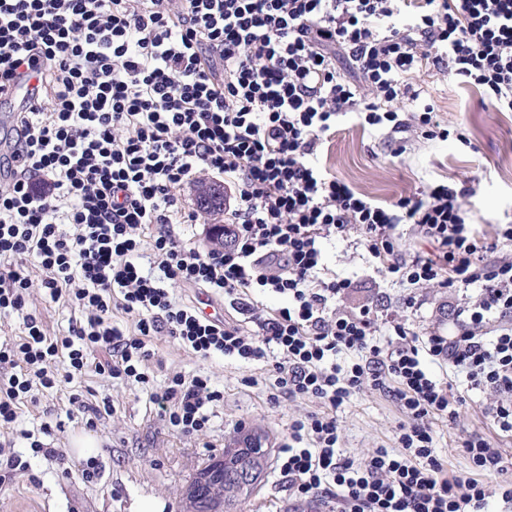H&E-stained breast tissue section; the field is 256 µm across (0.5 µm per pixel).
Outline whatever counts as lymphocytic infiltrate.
<instances>
[{"label": "lymphocytic infiltrate", "instance_id": "1", "mask_svg": "<svg viewBox=\"0 0 512 512\" xmlns=\"http://www.w3.org/2000/svg\"><path fill=\"white\" fill-rule=\"evenodd\" d=\"M404 13L409 22L395 26ZM24 69L39 83L0 159V311L22 313L25 328L0 342L11 368L1 430L36 381L52 388L91 367L147 384V342L167 336L204 359L271 366L277 392L322 405L289 424L275 456L295 499L327 498L337 512H486L494 496L512 512V457L473 432L460 446L497 484L447 476L432 428L456 421L478 391L493 398L494 428L512 437V225L484 243L466 222L473 187L451 180L382 206L315 162L349 112L394 134L447 136L414 87L425 72L483 87L495 111L511 112L512 0H0V97ZM202 172L238 190L222 248L172 230L199 223L178 191ZM406 225L433 252L406 249ZM352 230L392 284L472 289L454 334H412L406 313L380 298L337 310L350 282L327 272L322 244ZM31 258L42 288L82 314L68 336L47 335L27 306L21 267ZM173 284L230 298L238 321L204 317ZM260 292L287 307L266 310ZM116 308L135 317L134 331L114 323ZM103 351L109 361H96ZM343 353L354 362L338 364ZM432 361L463 374L464 387ZM364 386L409 422L399 450L357 463L338 449L336 410ZM148 396L185 435L206 428L218 399L199 373Z\"/></svg>", "mask_w": 512, "mask_h": 512}]
</instances>
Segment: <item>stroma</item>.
<instances>
[{"label":"stroma","instance_id":"stroma-1","mask_svg":"<svg viewBox=\"0 0 512 512\" xmlns=\"http://www.w3.org/2000/svg\"><path fill=\"white\" fill-rule=\"evenodd\" d=\"M424 87L437 120L448 127V138L417 134L402 141L350 113L339 118L317 163L327 176L384 206L430 183L452 178L472 185L476 193L464 205L467 222L477 238L492 241L499 225L512 224V112L494 111L483 88L446 77L426 79ZM323 252L329 271L351 283L338 302L340 309L355 310L381 296L399 306L411 293L417 305L410 318L421 336L447 326L465 299L464 291L457 288L426 286L410 292L393 286L378 276V259L339 238L325 241ZM26 272L31 280L29 306L40 313L47 335H67L75 317L73 308L51 299L41 288L45 272L36 259L27 261ZM147 347L152 352L147 373L153 388L163 387L180 372L199 371L209 377L220 399L208 410L207 428L190 437L178 433L159 419L141 386L91 368L51 389L33 386L9 430L29 470H0V512H14L19 500L30 503L29 512H138L146 500L157 503V512H179L182 490L209 457L223 452L236 426L268 435L275 448L293 419L322 410L314 399L284 394L277 404H270L274 378L267 370L221 356L204 361L165 336L152 337ZM74 395L88 402L109 398L113 410L86 427L69 417V399ZM491 403V396L473 393L454 423L435 422L433 446L448 476L478 478L459 446L461 437L471 432L482 433L512 456V438L497 435L490 424ZM336 415L340 450L358 463L377 449L397 448L399 428L408 421L391 397L368 388L352 396ZM83 436L97 443L94 457L100 470L91 478L83 477V459L74 448L75 440ZM36 440L56 448L57 457L33 454L30 444ZM300 504L271 470L243 512H291ZM301 505L306 512L328 510L322 500Z\"/></svg>","mask_w":512,"mask_h":512}]
</instances>
